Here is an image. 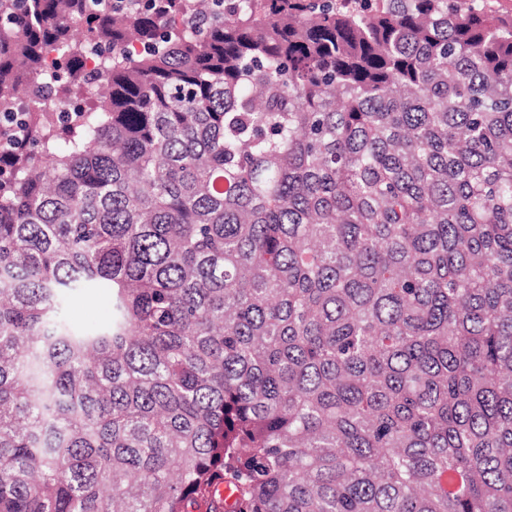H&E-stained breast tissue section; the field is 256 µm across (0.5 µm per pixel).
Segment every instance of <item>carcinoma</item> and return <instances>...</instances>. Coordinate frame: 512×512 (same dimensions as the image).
<instances>
[{
	"instance_id": "carcinoma-1",
	"label": "carcinoma",
	"mask_w": 512,
	"mask_h": 512,
	"mask_svg": "<svg viewBox=\"0 0 512 512\" xmlns=\"http://www.w3.org/2000/svg\"><path fill=\"white\" fill-rule=\"evenodd\" d=\"M0 141V512H512V16L0 0ZM110 303L104 293L93 297H76L70 303L69 314L77 323H96L104 321L109 313Z\"/></svg>"
}]
</instances>
